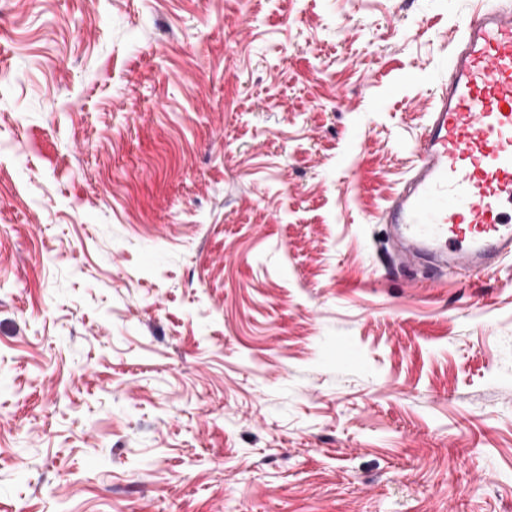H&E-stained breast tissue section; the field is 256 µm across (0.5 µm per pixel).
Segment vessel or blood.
Returning a JSON list of instances; mask_svg holds the SVG:
<instances>
[{
  "label": "vessel or blood",
  "mask_w": 512,
  "mask_h": 512,
  "mask_svg": "<svg viewBox=\"0 0 512 512\" xmlns=\"http://www.w3.org/2000/svg\"><path fill=\"white\" fill-rule=\"evenodd\" d=\"M403 186L379 213L407 265L495 271L512 259V8L459 21Z\"/></svg>",
  "instance_id": "b4317fda"
}]
</instances>
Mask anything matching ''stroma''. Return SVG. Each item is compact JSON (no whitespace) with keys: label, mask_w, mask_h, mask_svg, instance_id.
<instances>
[{"label":"stroma","mask_w":512,"mask_h":512,"mask_svg":"<svg viewBox=\"0 0 512 512\" xmlns=\"http://www.w3.org/2000/svg\"><path fill=\"white\" fill-rule=\"evenodd\" d=\"M474 0H0V512H512V260L377 213Z\"/></svg>","instance_id":"stroma-1"}]
</instances>
